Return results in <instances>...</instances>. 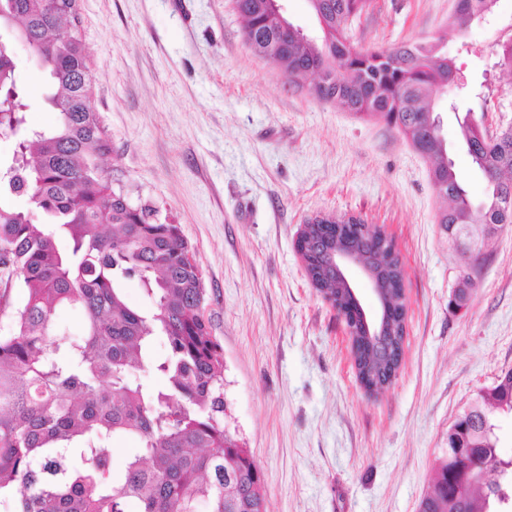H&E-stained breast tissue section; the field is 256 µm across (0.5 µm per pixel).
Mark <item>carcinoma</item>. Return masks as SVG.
Listing matches in <instances>:
<instances>
[{"instance_id": "obj_1", "label": "carcinoma", "mask_w": 512, "mask_h": 512, "mask_svg": "<svg viewBox=\"0 0 512 512\" xmlns=\"http://www.w3.org/2000/svg\"><path fill=\"white\" fill-rule=\"evenodd\" d=\"M78 0H0V25L25 41L55 92L52 127L25 126L27 103L9 47L0 44V129L18 135L0 166V268L15 279L19 305L0 303L9 331L0 335V508L4 512H268L263 474L224 426V351L204 317L203 274L177 224L156 223L157 210L134 205L101 162L112 143L92 106V74L76 28ZM321 42L282 27L271 0H233L244 41L296 87L362 118L397 129L431 162V181L450 206L443 232L458 224H510L500 204L512 196V138L491 142L482 121L459 120L462 144L488 184L478 204L448 158L435 93L457 85L458 69L440 61L436 42L358 51L352 22L369 0H308ZM496 0H456L452 25L466 30ZM25 196L16 208L1 200ZM140 281L147 311L128 305L124 283ZM59 307L79 309L82 334L65 352L56 340ZM165 339V358L153 356ZM402 337L383 360L359 337L357 378L381 392L398 369ZM160 374L157 389L135 373ZM133 438L137 453L116 473L113 442ZM471 465L497 471L512 504V469L500 467L495 432H479ZM448 461L437 464L418 512H491L490 489L448 499Z\"/></svg>"}]
</instances>
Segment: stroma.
Masks as SVG:
<instances>
[{
    "instance_id": "obj_1",
    "label": "stroma",
    "mask_w": 512,
    "mask_h": 512,
    "mask_svg": "<svg viewBox=\"0 0 512 512\" xmlns=\"http://www.w3.org/2000/svg\"><path fill=\"white\" fill-rule=\"evenodd\" d=\"M455 0H372L349 31L359 50L442 38L491 129L512 125V0L482 23H450ZM92 105L112 141L103 162L132 204L179 225L204 279L205 317L224 350L225 424L264 475L269 512H417L448 429L512 370V230L486 250L467 309L450 303L464 264L437 222L431 165L394 128L290 85L243 40L231 0H79ZM28 96L55 124L48 77L0 29ZM433 107L471 200L486 191L460 146L447 94ZM319 214L353 216L395 242L406 293L402 364L365 394L345 319L310 284L295 240Z\"/></svg>"
}]
</instances>
